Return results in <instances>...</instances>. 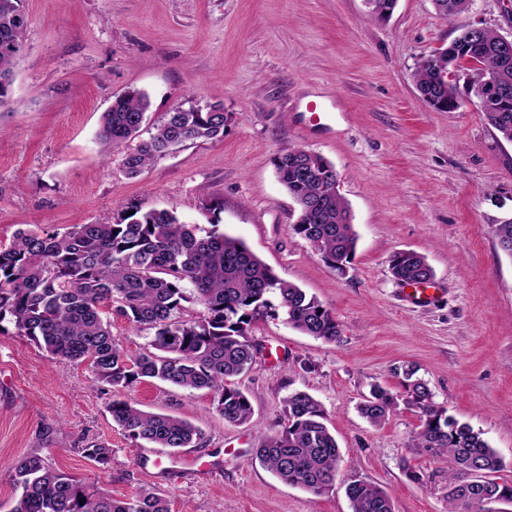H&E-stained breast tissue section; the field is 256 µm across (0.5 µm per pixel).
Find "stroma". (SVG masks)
Masks as SVG:
<instances>
[{"instance_id":"obj_1","label":"stroma","mask_w":512,"mask_h":512,"mask_svg":"<svg viewBox=\"0 0 512 512\" xmlns=\"http://www.w3.org/2000/svg\"><path fill=\"white\" fill-rule=\"evenodd\" d=\"M27 29L11 110L0 111V243L23 224L65 232L109 223L127 204L175 211L237 238L282 279L316 296L342 335L292 329L277 295L249 337L260 353L231 378L250 418L224 421L205 392L149 380L138 408L198 426L197 447L131 440L112 421L109 386L85 365L0 333V512L15 501L10 470L30 453L122 498L138 489L171 512H351L346 485L372 482L394 512H448L447 475L411 445L423 421L399 406L380 427L358 406L371 384L401 391L405 367L434 403L495 448L512 484V258L494 224L512 218V143L475 97L454 112L419 98L418 61L448 45L456 24L432 0H397L376 19L364 0H22ZM465 21L512 35V0H473ZM151 102L142 126L189 101L222 103L223 140L178 147L135 178L105 153L100 118L115 95ZM301 147L330 161L358 242L344 272L292 231L293 202L274 158ZM425 255L434 300L413 303L389 272L393 252ZM300 390L324 407L343 463L316 495L281 482L254 457ZM112 448L100 470L79 450Z\"/></svg>"}]
</instances>
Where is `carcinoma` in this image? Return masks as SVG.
<instances>
[{"label": "carcinoma", "mask_w": 512, "mask_h": 512, "mask_svg": "<svg viewBox=\"0 0 512 512\" xmlns=\"http://www.w3.org/2000/svg\"><path fill=\"white\" fill-rule=\"evenodd\" d=\"M397 0H366L371 14L390 15ZM445 17L456 20L471 0H433ZM27 19L21 0H0V108L12 102L15 68L22 57ZM459 34L442 55L417 64L419 97L431 108L459 107V82L481 99V112L499 136L512 143V44L490 28L458 26ZM150 100L128 90L103 112L98 139L119 150L139 137ZM227 116L221 103L180 104L156 125L154 133L124 151L122 164L138 176L188 141L224 137ZM276 177L298 209L293 232L308 241L330 267L341 270L355 252L358 236L349 204L337 188L333 164L296 147L274 158ZM187 224L172 210L130 205L111 223L74 224L60 233L42 227L17 228L0 246V323L33 341L50 355L88 364L96 381L112 388V421L128 436L158 448L196 447L199 427L170 414L143 411L126 399L147 380H160L186 391L211 395L228 423L247 421L249 397L228 384L247 372L259 353L249 339L255 314L277 293L288 325L317 339L336 342L340 325L330 310L297 285L280 278L245 244L218 229ZM499 249L512 257V218L495 225ZM400 284L430 283L434 271L426 258L402 250L389 259ZM202 307L196 318L184 317L185 304ZM134 330L151 333V349L128 353L112 336L111 317ZM404 394L380 384L371 386L360 414L381 426L399 402L414 408L423 421L412 447L424 448L448 470V512H477L472 498L486 492L512 503V484L481 489L458 475L470 469L494 474L501 469L497 451L466 423L435 405L427 383L405 373ZM286 423L262 439L255 458L282 482L320 495L336 483L342 456L327 426L322 404L303 391L285 399ZM81 456L99 469L112 464V449L91 443ZM11 480L19 492L11 512H171L169 500L141 489L116 499L106 490L54 469L47 458L31 453L15 461ZM352 512H393L388 495L364 481L346 489Z\"/></svg>", "instance_id": "obj_1"}]
</instances>
